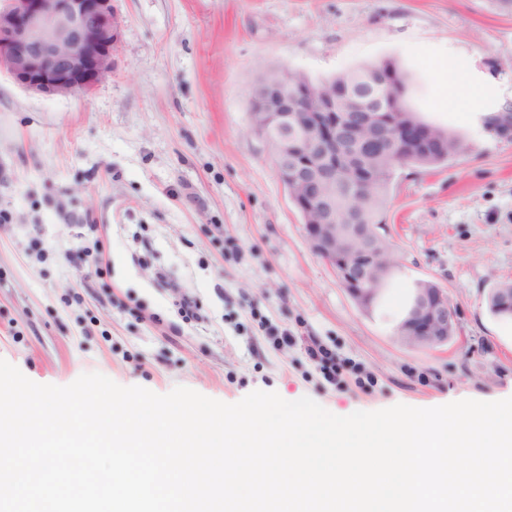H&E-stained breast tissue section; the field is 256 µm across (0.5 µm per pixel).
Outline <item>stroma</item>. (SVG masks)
<instances>
[{"label": "stroma", "instance_id": "obj_1", "mask_svg": "<svg viewBox=\"0 0 512 512\" xmlns=\"http://www.w3.org/2000/svg\"><path fill=\"white\" fill-rule=\"evenodd\" d=\"M113 5L118 51L89 93H34L0 72V209L11 215L0 226V359L39 384L98 372L225 403L255 390L307 396L331 412L512 396V321L487 303L512 281V141L472 130L470 101L447 102L431 77L447 48L460 79L474 68L512 75V12L495 0ZM386 58L411 77L422 119L468 150L437 168L396 169L383 226L396 268L369 315L310 249L251 130L249 98L273 71L323 79ZM36 224L41 260L29 249ZM79 244L102 252L110 277L81 283ZM420 280L457 309L448 344L412 347L393 333ZM184 293L199 320L180 314ZM261 315L294 343L274 346ZM310 336L350 364L344 387L307 359ZM357 368L375 377L372 390L355 386Z\"/></svg>", "mask_w": 512, "mask_h": 512}]
</instances>
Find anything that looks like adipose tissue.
Wrapping results in <instances>:
<instances>
[{
    "label": "adipose tissue",
    "mask_w": 512,
    "mask_h": 512,
    "mask_svg": "<svg viewBox=\"0 0 512 512\" xmlns=\"http://www.w3.org/2000/svg\"><path fill=\"white\" fill-rule=\"evenodd\" d=\"M452 56V51L447 50L439 52L435 58L434 73L439 88L448 98L471 100L470 124L477 131H486L506 103V83L479 72L468 82H457L449 65Z\"/></svg>",
    "instance_id": "obj_1"
}]
</instances>
